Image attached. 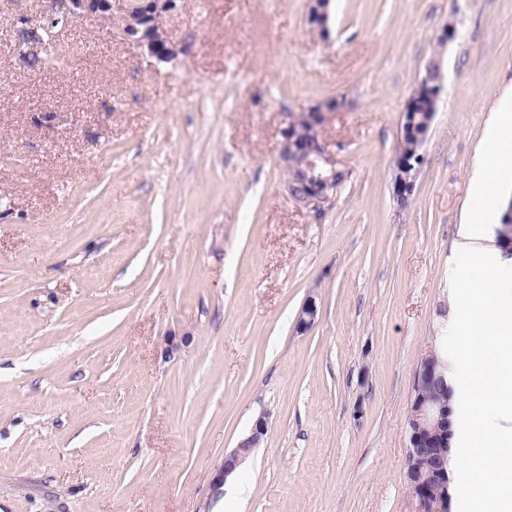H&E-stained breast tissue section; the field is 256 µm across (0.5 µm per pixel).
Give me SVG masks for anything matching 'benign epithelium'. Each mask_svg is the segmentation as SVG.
I'll return each mask as SVG.
<instances>
[{"label": "benign epithelium", "mask_w": 512, "mask_h": 512, "mask_svg": "<svg viewBox=\"0 0 512 512\" xmlns=\"http://www.w3.org/2000/svg\"><path fill=\"white\" fill-rule=\"evenodd\" d=\"M177 0H122L119 15L122 34L145 48L159 61L174 57L163 18L176 8ZM48 22L24 19L15 28L16 44L23 60L38 59L37 48L46 46L43 39L30 31L39 27L55 29L78 16H92L110 26L113 21L112 0H50ZM442 75L441 60L428 61L417 77L418 88L432 90L430 100L437 105L442 89L436 77ZM344 101L323 102L303 113L307 126L300 138L294 128L282 133L279 158L289 178L285 184L288 196L302 207L321 211L336 195V176L344 169L330 154L322 138L326 113L342 108ZM434 113L419 115L406 112L403 116L400 139L394 159V194L400 207H405L414 189L416 166L421 164L420 148L429 131ZM453 392L448 386L445 370L435 354L426 356L415 375L414 395L407 422L409 449L406 477L422 512H449L452 499V480L448 470L453 436ZM266 418L259 417L251 434L238 447L224 456L211 484L219 491L232 474L266 434Z\"/></svg>", "instance_id": "1"}]
</instances>
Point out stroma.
Listing matches in <instances>:
<instances>
[{
	"instance_id": "1",
	"label": "stroma",
	"mask_w": 512,
	"mask_h": 512,
	"mask_svg": "<svg viewBox=\"0 0 512 512\" xmlns=\"http://www.w3.org/2000/svg\"><path fill=\"white\" fill-rule=\"evenodd\" d=\"M310 6L177 0L166 62L80 16L30 69L13 31L45 0H0V512H419L415 374L443 350L470 179L512 88V0H331L321 27ZM437 54L402 209L403 113ZM334 97L322 136L347 177L316 212L278 150ZM441 58L435 61L431 59L425 65L422 73L417 77L418 90L434 88L429 96L425 91L420 92L417 101L420 104L418 112H425L424 108L431 100L434 112H425L426 115H418L417 112H404L400 139L394 159V194L401 208L407 205L414 189L416 166L422 162L420 148L429 131L431 122L437 109L438 101L442 95L436 76H442ZM267 428L268 423L266 418L262 416L259 417L251 430V434L241 441L233 452L224 456L222 465L217 469L211 481L212 488L215 492H219L227 477L236 470L249 455L251 449L259 443L261 438L266 434Z\"/></svg>"
}]
</instances>
